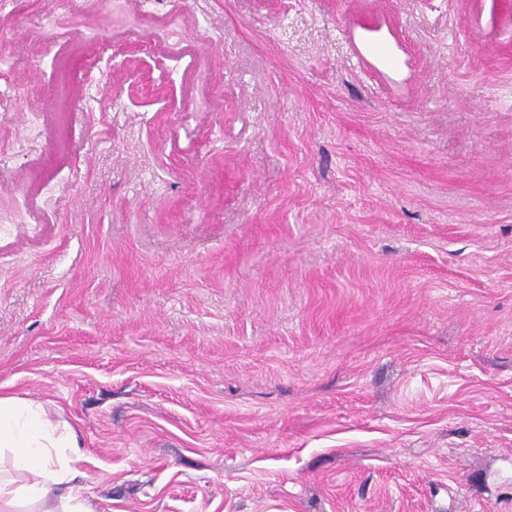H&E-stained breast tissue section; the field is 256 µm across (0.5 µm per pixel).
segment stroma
<instances>
[{"label":"stroma","mask_w":512,"mask_h":512,"mask_svg":"<svg viewBox=\"0 0 512 512\" xmlns=\"http://www.w3.org/2000/svg\"><path fill=\"white\" fill-rule=\"evenodd\" d=\"M0 158L93 512H512V0H12Z\"/></svg>","instance_id":"1"}]
</instances>
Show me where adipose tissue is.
Returning a JSON list of instances; mask_svg holds the SVG:
<instances>
[{
    "label": "adipose tissue",
    "mask_w": 512,
    "mask_h": 512,
    "mask_svg": "<svg viewBox=\"0 0 512 512\" xmlns=\"http://www.w3.org/2000/svg\"><path fill=\"white\" fill-rule=\"evenodd\" d=\"M77 445L74 427L53 420L41 403L0 394V448L10 450L13 471L0 476V510L26 505L41 512H91Z\"/></svg>",
    "instance_id": "obj_1"
}]
</instances>
